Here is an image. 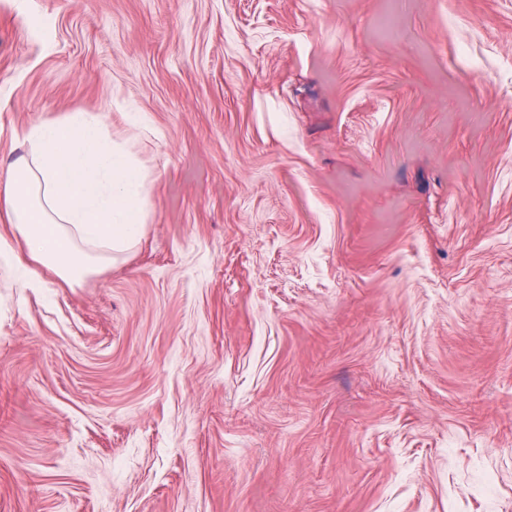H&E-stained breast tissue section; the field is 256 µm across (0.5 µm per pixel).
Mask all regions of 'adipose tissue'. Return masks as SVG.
<instances>
[{"instance_id": "ef3b65f1", "label": "adipose tissue", "mask_w": 512, "mask_h": 512, "mask_svg": "<svg viewBox=\"0 0 512 512\" xmlns=\"http://www.w3.org/2000/svg\"><path fill=\"white\" fill-rule=\"evenodd\" d=\"M22 153L0 165V250L33 285L37 268L68 284L101 271L139 240L147 177L92 114L23 129Z\"/></svg>"}]
</instances>
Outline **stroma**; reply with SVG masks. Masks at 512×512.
<instances>
[{
  "mask_svg": "<svg viewBox=\"0 0 512 512\" xmlns=\"http://www.w3.org/2000/svg\"><path fill=\"white\" fill-rule=\"evenodd\" d=\"M0 160L97 115L142 237L0 254V512H512V0H0Z\"/></svg>",
  "mask_w": 512,
  "mask_h": 512,
  "instance_id": "stroma-1",
  "label": "stroma"
}]
</instances>
